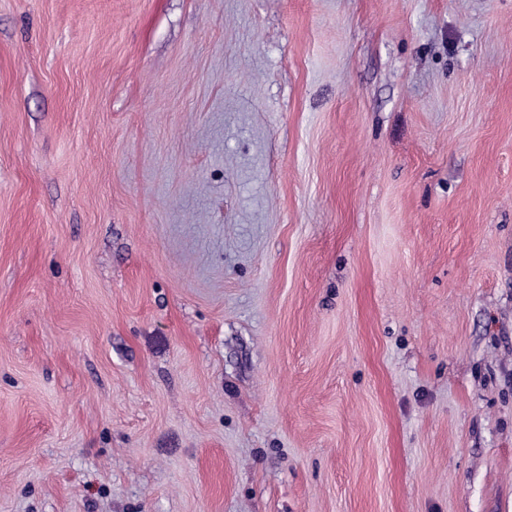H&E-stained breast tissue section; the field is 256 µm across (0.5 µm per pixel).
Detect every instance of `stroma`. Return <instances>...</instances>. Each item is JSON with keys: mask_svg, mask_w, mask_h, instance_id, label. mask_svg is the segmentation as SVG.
<instances>
[{"mask_svg": "<svg viewBox=\"0 0 512 512\" xmlns=\"http://www.w3.org/2000/svg\"><path fill=\"white\" fill-rule=\"evenodd\" d=\"M0 512H512V0H0Z\"/></svg>", "mask_w": 512, "mask_h": 512, "instance_id": "35a3bbf8", "label": "stroma"}]
</instances>
